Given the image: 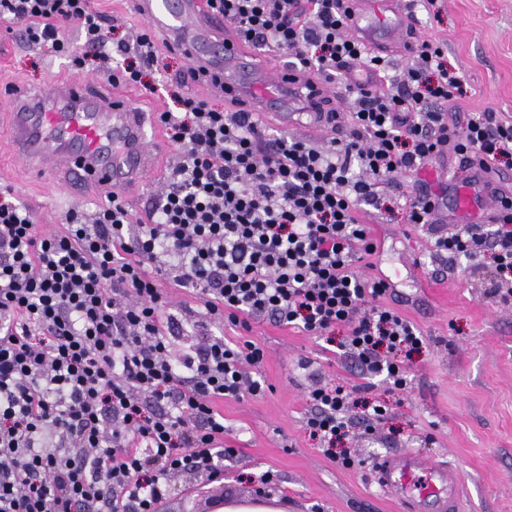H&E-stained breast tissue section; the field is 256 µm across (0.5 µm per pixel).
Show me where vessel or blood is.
I'll list each match as a JSON object with an SVG mask.
<instances>
[{"label": "vessel or blood", "mask_w": 512, "mask_h": 512, "mask_svg": "<svg viewBox=\"0 0 512 512\" xmlns=\"http://www.w3.org/2000/svg\"><path fill=\"white\" fill-rule=\"evenodd\" d=\"M137 15L170 50L185 55L206 77L218 78L224 103L235 112H262L285 128L320 132L315 113L299 108L292 67L262 69L250 47L213 15L206 0H132ZM414 0H358L352 31L367 46L411 54ZM6 131L14 153L34 179L57 181L72 198L94 188L98 198L146 185L159 167L158 118L136 111L120 86L104 94L89 82L66 83L45 95L18 87ZM490 176L465 169L455 194L459 218L493 200ZM373 480L394 494L400 512H460L462 478L457 469L408 452L378 460Z\"/></svg>", "instance_id": "vessel-or-blood-1"}]
</instances>
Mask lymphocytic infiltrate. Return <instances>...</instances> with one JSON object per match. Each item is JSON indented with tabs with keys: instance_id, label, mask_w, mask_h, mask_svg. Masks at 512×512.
<instances>
[{
	"instance_id": "f902f5d3",
	"label": "lymphocytic infiltrate",
	"mask_w": 512,
	"mask_h": 512,
	"mask_svg": "<svg viewBox=\"0 0 512 512\" xmlns=\"http://www.w3.org/2000/svg\"><path fill=\"white\" fill-rule=\"evenodd\" d=\"M249 46L290 57L301 87L351 69L389 82L346 84L357 106L328 145L271 135L259 113L176 96L160 119L175 150L170 178L147 220L119 198L71 210L43 231L0 191V512H160L185 471L224 478L218 400L258 394L245 365L264 359L255 342L229 344L224 326L269 318L338 345L362 375L392 389L409 384L423 336L384 297V277L364 278L380 247L363 206L392 212L387 188L451 152L484 169L512 158V119L496 112L449 124L464 94L441 42L419 39L404 71L350 32L352 0H209ZM0 24L28 47L68 53L77 25L106 79L142 82L157 58L145 32L112 37L91 0H0ZM128 63L114 69L116 56ZM494 228L465 224L438 237L449 260L490 254L494 290L512 284V196L497 197ZM205 311L204 343L173 353L170 287ZM309 437L342 468L341 443L355 405L344 385L309 393Z\"/></svg>"
}]
</instances>
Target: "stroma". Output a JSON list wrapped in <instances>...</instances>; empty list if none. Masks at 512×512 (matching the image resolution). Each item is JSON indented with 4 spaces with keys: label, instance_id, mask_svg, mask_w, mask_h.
Segmentation results:
<instances>
[{
    "label": "stroma",
    "instance_id": "1",
    "mask_svg": "<svg viewBox=\"0 0 512 512\" xmlns=\"http://www.w3.org/2000/svg\"><path fill=\"white\" fill-rule=\"evenodd\" d=\"M440 16L417 12L420 36L443 41L449 68L463 80L461 109L449 122L465 123L478 112L512 117V0H441ZM188 62L159 49L144 84L133 87L132 103L175 110L171 90L208 98L223 105L221 92L186 80ZM97 83L109 91L92 67L72 68L68 58L35 51L15 37L0 36V125L14 105L9 87L50 91L67 82ZM464 165L444 153L416 174H404L389 187L395 198L413 196L416 185L455 190ZM0 189L14 193L36 223H65L70 210H94L93 197L71 200L50 193L29 178L7 139L0 138ZM363 219L375 228L384 248L366 277L386 276L393 291L386 306L403 313L422 332L425 343L412 359L405 391H392L378 377L363 378L337 348L298 329L268 319L252 321L249 331L225 329V340H251L265 351L263 363L248 367L262 390L219 403L224 441L233 456L224 460V479L209 483L182 475L163 512H182L185 504L221 493L244 497L255 493L254 479L272 471L277 482L269 493L285 512H398L390 493L370 474L375 461L408 451L452 463L462 474L464 512H512V301L502 302L490 282L495 273L489 256L448 262L433 248L436 233L408 224L402 210L380 213L366 208ZM172 314L179 322L175 351L199 339V316L192 296L172 291ZM325 383L366 384L358 399L386 404L388 414L366 429L362 413L344 441L359 461L343 469L311 440L303 417L312 387Z\"/></svg>",
    "mask_w": 512,
    "mask_h": 512
}]
</instances>
